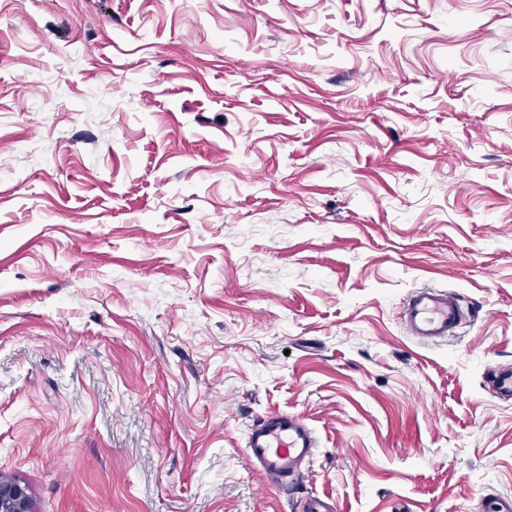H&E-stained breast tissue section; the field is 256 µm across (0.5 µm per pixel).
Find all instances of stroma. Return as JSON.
Returning <instances> with one entry per match:
<instances>
[{"instance_id":"35a3bbf8","label":"stroma","mask_w":512,"mask_h":512,"mask_svg":"<svg viewBox=\"0 0 512 512\" xmlns=\"http://www.w3.org/2000/svg\"><path fill=\"white\" fill-rule=\"evenodd\" d=\"M457 290L424 345L400 310ZM512 0H0V474L35 512L512 495ZM460 301L457 293L447 289L413 290L401 312L407 333L427 345L456 333L466 323ZM487 380L493 391L502 398L512 397V366L496 365L487 370ZM319 447L317 435L305 418L278 413L249 426L245 457L269 482L286 488L304 474Z\"/></svg>"}]
</instances>
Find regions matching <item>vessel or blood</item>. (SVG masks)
I'll return each mask as SVG.
<instances>
[{"label": "vessel or blood", "mask_w": 512, "mask_h": 512, "mask_svg": "<svg viewBox=\"0 0 512 512\" xmlns=\"http://www.w3.org/2000/svg\"><path fill=\"white\" fill-rule=\"evenodd\" d=\"M402 322L410 336L430 345L456 333L465 322L457 293L439 288H418L406 299ZM493 391L512 397V366L497 365L487 371ZM319 440L305 418L278 413L255 420L248 428L245 457L269 482L287 487L314 460Z\"/></svg>", "instance_id": "1"}]
</instances>
